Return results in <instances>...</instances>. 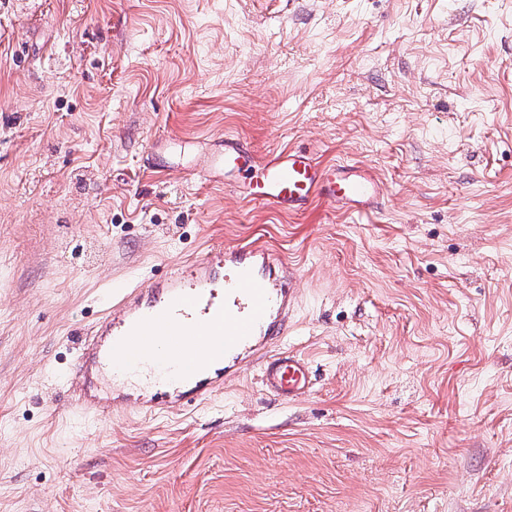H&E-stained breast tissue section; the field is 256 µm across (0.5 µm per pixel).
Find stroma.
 <instances>
[{
  "label": "stroma",
  "mask_w": 512,
  "mask_h": 512,
  "mask_svg": "<svg viewBox=\"0 0 512 512\" xmlns=\"http://www.w3.org/2000/svg\"><path fill=\"white\" fill-rule=\"evenodd\" d=\"M227 136L381 193L248 201ZM256 239L308 395L75 414L106 292ZM0 512H512V0H0Z\"/></svg>",
  "instance_id": "1"
}]
</instances>
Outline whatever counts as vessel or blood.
<instances>
[{
    "label": "vessel or blood",
    "instance_id": "vessel-or-blood-1",
    "mask_svg": "<svg viewBox=\"0 0 512 512\" xmlns=\"http://www.w3.org/2000/svg\"><path fill=\"white\" fill-rule=\"evenodd\" d=\"M253 176L249 201L298 212L320 198L357 207L378 192L367 175L343 165H322L305 151L279 152L256 165L247 146L228 138L201 166V175ZM287 266H275L258 242L215 246L201 259L180 266L147 287L113 293L105 315L82 343L78 365L84 380L149 372L156 399L147 409L189 406L222 390L238 376L243 355L260 357L264 389L281 399L307 394L312 385L307 358L273 352L288 333V313L298 298ZM76 404L96 421L112 417V406L80 389Z\"/></svg>",
    "mask_w": 512,
    "mask_h": 512
}]
</instances>
